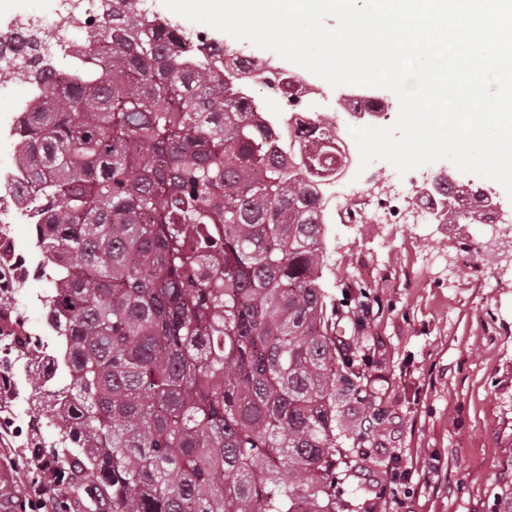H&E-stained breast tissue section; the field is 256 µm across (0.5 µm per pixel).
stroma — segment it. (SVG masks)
<instances>
[{"label": "stroma", "mask_w": 512, "mask_h": 512, "mask_svg": "<svg viewBox=\"0 0 512 512\" xmlns=\"http://www.w3.org/2000/svg\"><path fill=\"white\" fill-rule=\"evenodd\" d=\"M483 224H329L322 284L336 301L370 299L369 369L397 418L401 465L415 478L403 512H512V250L483 257ZM32 356L18 381L29 429H0V512H24L26 468L45 413Z\"/></svg>", "instance_id": "obj_1"}]
</instances>
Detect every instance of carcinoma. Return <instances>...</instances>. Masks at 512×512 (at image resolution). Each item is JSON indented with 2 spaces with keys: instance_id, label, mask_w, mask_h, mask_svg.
Here are the masks:
<instances>
[{
  "instance_id": "cac0c4a2",
  "label": "carcinoma",
  "mask_w": 512,
  "mask_h": 512,
  "mask_svg": "<svg viewBox=\"0 0 512 512\" xmlns=\"http://www.w3.org/2000/svg\"><path fill=\"white\" fill-rule=\"evenodd\" d=\"M112 0L100 48L61 70L37 48L41 99L13 136L48 259L46 411L83 512H357L381 505L396 412L367 376L369 301L336 335L310 186L180 30ZM444 224L477 193L443 179ZM64 372L67 386L53 389Z\"/></svg>"
}]
</instances>
